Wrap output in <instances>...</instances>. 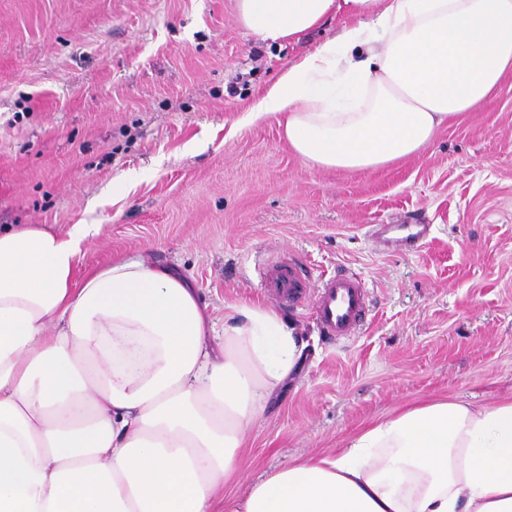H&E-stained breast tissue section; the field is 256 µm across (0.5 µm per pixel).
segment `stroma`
<instances>
[{
	"label": "stroma",
	"mask_w": 512,
	"mask_h": 512,
	"mask_svg": "<svg viewBox=\"0 0 512 512\" xmlns=\"http://www.w3.org/2000/svg\"><path fill=\"white\" fill-rule=\"evenodd\" d=\"M248 34L235 0H0V226L94 230L78 273L122 256L174 269L216 323L262 304L303 353L250 429L225 497L427 400L512 398V77L420 152L368 171L290 152L247 110L342 30ZM300 267L279 305L264 268ZM355 275L366 311L324 336L312 295Z\"/></svg>",
	"instance_id": "obj_1"
}]
</instances>
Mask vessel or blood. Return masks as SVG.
<instances>
[{
    "mask_svg": "<svg viewBox=\"0 0 512 512\" xmlns=\"http://www.w3.org/2000/svg\"><path fill=\"white\" fill-rule=\"evenodd\" d=\"M274 294L284 303H301L304 292L295 268L273 273ZM365 306V295L360 283L352 276H337L327 280L315 296V311L322 328L330 335H351Z\"/></svg>",
    "mask_w": 512,
    "mask_h": 512,
    "instance_id": "b4317fda",
    "label": "vessel or blood"
}]
</instances>
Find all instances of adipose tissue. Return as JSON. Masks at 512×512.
<instances>
[{
	"instance_id": "adipose-tissue-1",
	"label": "adipose tissue",
	"mask_w": 512,
	"mask_h": 512,
	"mask_svg": "<svg viewBox=\"0 0 512 512\" xmlns=\"http://www.w3.org/2000/svg\"><path fill=\"white\" fill-rule=\"evenodd\" d=\"M268 43L349 22L254 106L310 165L414 155L512 74V0H236ZM92 228L0 229V512H216L300 341L274 310L216 325L181 275L124 257L76 279ZM225 512H512V399L427 401Z\"/></svg>"
}]
</instances>
